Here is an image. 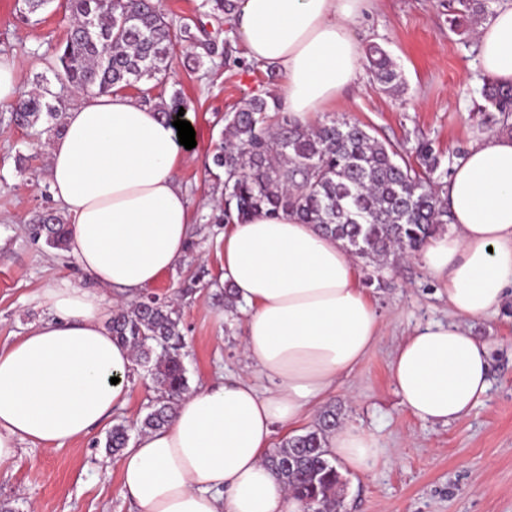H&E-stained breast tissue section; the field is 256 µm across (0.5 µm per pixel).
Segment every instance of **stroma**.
Masks as SVG:
<instances>
[{"label": "stroma", "instance_id": "1", "mask_svg": "<svg viewBox=\"0 0 512 512\" xmlns=\"http://www.w3.org/2000/svg\"><path fill=\"white\" fill-rule=\"evenodd\" d=\"M201 0H159L173 20L204 24L226 43L224 57L203 69L187 63L188 45L178 46L163 94L180 90L187 100L202 151L179 170L191 207L192 236L185 262L148 287L150 295L174 302L184 335L183 361L190 389L218 374L248 378L239 342L242 313L224 309V227L211 223L213 192L208 167L222 140L223 116L254 96H266L282 80L245 57L228 24L198 12ZM457 0H372L354 36L360 48L378 45L404 77L400 91H385L361 65L356 78L320 121L342 117L367 125L378 139L400 144L429 140L441 158L467 151L495 131L483 112L484 75L473 34L452 30ZM69 13L52 0L41 13L21 16L16 0H0V54L20 64L19 90L28 94L47 74ZM0 109V345L21 336L45 317L40 295L60 279L89 285L66 251L34 240L27 227L46 209H57L48 180V136L42 127L10 123ZM380 285L365 292L386 324L384 336L361 364L344 377L328 400L341 420L363 424L385 451L366 474H344L341 512H512V303L470 321L472 334L489 345L490 389L482 405L447 425L425 423L401 403L390 376L396 346L417 328L448 322L446 283L411 255L384 269ZM128 404L112 423L135 426L153 395L149 378L132 371ZM107 426L53 450L24 444L17 466L0 469V505L10 512H135L120 493L118 456L104 448Z\"/></svg>", "mask_w": 512, "mask_h": 512}]
</instances>
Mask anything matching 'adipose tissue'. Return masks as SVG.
<instances>
[{
	"label": "adipose tissue",
	"mask_w": 512,
	"mask_h": 512,
	"mask_svg": "<svg viewBox=\"0 0 512 512\" xmlns=\"http://www.w3.org/2000/svg\"><path fill=\"white\" fill-rule=\"evenodd\" d=\"M368 0H237L230 23L252 62L282 76L288 112L309 125L355 79L352 31ZM483 72L512 83V0L478 28ZM187 151L153 106L84 93L50 141L49 182L65 217L68 254L91 287L44 289L48 314L0 347V468L21 443L61 448L123 407L134 366L111 317L185 258L191 210L177 172ZM448 232L423 266L447 283L452 320L417 329L390 374L424 422L460 420L489 388L488 344L470 320L512 298V134L475 140L445 188ZM223 278L245 314L242 346L259 378L220 379L178 402L171 422L139 435L120 460L121 492L136 512H306L266 463L277 429L296 433L377 344L378 314L343 242L293 215L259 212L224 228ZM329 458L369 472L379 437L344 422L325 437Z\"/></svg>",
	"instance_id": "adipose-tissue-1"
}]
</instances>
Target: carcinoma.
<instances>
[{
  "mask_svg": "<svg viewBox=\"0 0 512 512\" xmlns=\"http://www.w3.org/2000/svg\"><path fill=\"white\" fill-rule=\"evenodd\" d=\"M494 0H458L461 18L478 23L489 16ZM216 18H226L235 0H202ZM73 17L65 40L55 48L49 71L35 91L20 99L12 119L20 127L46 123L44 133L60 134L64 99L51 90V80L75 92L109 93L126 87L139 90L161 116L188 109L179 91L169 100L152 95L168 79L175 48L190 44L193 69L200 70L224 53V47L201 28L176 23L154 0H67ZM371 71L389 91L401 88L402 75L379 46L367 50ZM486 107L499 113L502 124L512 116V85L485 79ZM227 143L212 157L210 175L221 191L215 224L243 221L264 210L292 211L306 224L344 242L346 249L380 269L390 258L420 251L444 230L448 207L423 173L441 165L428 140L412 148L411 163L391 144L379 140L365 125L331 120L306 127L281 112L278 99L253 97L224 113ZM34 239L45 238L51 248L67 244L66 224L60 214L46 211L29 226ZM180 315L169 303L149 297L112 315V336L135 352V364L146 368L156 396L140 421V432L167 425L175 405L188 390L181 350ZM338 424L327 411L313 429L286 437L267 463L300 498L309 512H338L337 489L343 485L336 464L325 457L324 436ZM129 442L128 426H112L105 448L118 453Z\"/></svg>",
  "mask_w": 512,
  "mask_h": 512,
  "instance_id": "obj_1",
  "label": "carcinoma"
}]
</instances>
